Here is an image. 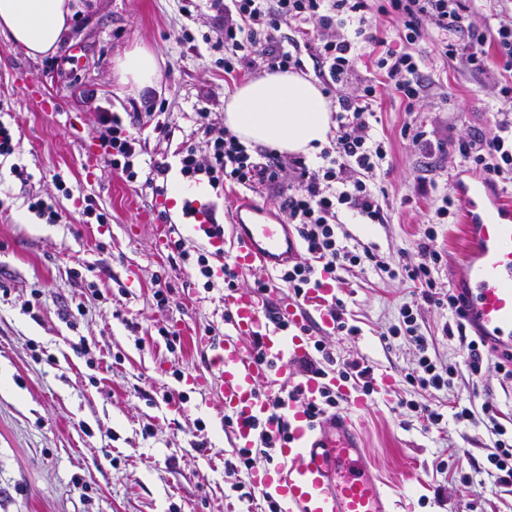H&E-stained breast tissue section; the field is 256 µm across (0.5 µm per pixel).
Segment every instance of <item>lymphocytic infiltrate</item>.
I'll return each instance as SVG.
<instances>
[{"instance_id":"f902f5d3","label":"lymphocytic infiltrate","mask_w":512,"mask_h":512,"mask_svg":"<svg viewBox=\"0 0 512 512\" xmlns=\"http://www.w3.org/2000/svg\"><path fill=\"white\" fill-rule=\"evenodd\" d=\"M224 17V73L242 71H290L312 65L333 93L332 109L337 123L323 163L310 168L303 158L285 157L268 149H250L227 128L217 127L208 113L196 115L201 141H186L180 151L183 176L205 177L216 190L230 183L249 191L271 192L288 217L306 256L279 270L274 277H255L254 290L289 288L294 296L314 287L319 275L376 263L368 248L348 245L336 232L338 214L351 211L374 224L384 221L377 190L365 179L378 161L387 156L385 143L372 132L371 118L381 90L398 94L407 111L423 108L430 88L422 77L412 51L423 37L434 36L438 55L459 61L472 71L497 73V87L504 100L491 134L471 133L458 138L456 149L467 168L497 180L512 171V12L500 10L495 24H477L469 0H209ZM370 59L378 75L359 78L357 65ZM98 121L104 129L101 144L114 169L129 183H137L135 161L140 141L115 113L103 112ZM433 227L422 228L418 247L430 264L401 266L400 274L422 287L427 302H435L432 263L442 255L435 246ZM167 248L172 259L193 265L205 280L206 289L234 288L239 274L225 268L216 281L210 256L222 249H190L178 229H171ZM405 332L419 352L418 365L404 381L423 391L450 388L453 368L433 361L426 337L418 335L410 306H403ZM315 356L299 362L305 376L335 375L361 383L364 394L373 385L370 367L356 361L337 360L322 341H315ZM458 419L483 425L493 440L486 475L497 485H512V420L489 403L481 408L461 406Z\"/></svg>"}]
</instances>
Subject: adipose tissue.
<instances>
[{
    "label": "adipose tissue",
    "mask_w": 512,
    "mask_h": 512,
    "mask_svg": "<svg viewBox=\"0 0 512 512\" xmlns=\"http://www.w3.org/2000/svg\"><path fill=\"white\" fill-rule=\"evenodd\" d=\"M76 0H0V35L28 56L56 52L69 31ZM119 86L140 92L162 78L158 59L133 46L115 60ZM224 123L243 142L279 152L316 156L328 142L330 103L309 79L292 72H267L230 94Z\"/></svg>",
    "instance_id": "1"
}]
</instances>
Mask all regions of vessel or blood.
Returning <instances> with one entry per match:
<instances>
[{
    "mask_svg": "<svg viewBox=\"0 0 512 512\" xmlns=\"http://www.w3.org/2000/svg\"><path fill=\"white\" fill-rule=\"evenodd\" d=\"M483 178L456 189L471 249L460 275L466 290L461 308L469 328L488 342L512 351V205L485 196ZM237 244L231 260L241 272L274 270L299 254L285 220L266 206L243 201L232 215ZM336 283L323 276L319 287L294 300L272 304L250 288L224 294L230 330L219 341L199 337L207 351L211 373L220 386L221 403L233 421L237 447L254 445L263 430L277 442V458L249 474L251 484L279 500L280 512H390L382 482L372 478L352 410L364 409V397L353 394L333 377H299L293 399L275 390L288 376V366L308 355L309 337L303 326L336 331L329 306ZM337 391L346 407L313 425L304 405L319 401L325 388ZM284 408L273 411V399Z\"/></svg>",
    "mask_w": 512,
    "mask_h": 512,
    "instance_id": "vessel-or-blood-1",
    "label": "vessel or blood"
}]
</instances>
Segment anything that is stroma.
Wrapping results in <instances>:
<instances>
[{"mask_svg":"<svg viewBox=\"0 0 512 512\" xmlns=\"http://www.w3.org/2000/svg\"><path fill=\"white\" fill-rule=\"evenodd\" d=\"M79 3L56 53L33 58L0 36V122L19 142L14 155L0 158V512H247L248 501L224 467L238 455L233 430L224 424L219 388L197 345L205 327L227 331L224 292L190 288L193 269L171 264L167 249L155 246L168 231L159 198L148 186H129L106 157L92 159L86 150L100 143L99 113L131 114L142 169L165 162L179 171L177 153L196 128L195 112L204 106L223 121L236 87L217 63L220 51L205 43L220 38L223 20L204 2L189 18L182 0ZM136 43L157 55L161 87L120 96L112 65ZM416 51L432 84L426 107L408 113L386 93L373 123L387 149L370 178L382 191L385 221L338 215L339 233L380 260L342 272L336 288L360 333L324 342L340 359L372 370L374 391L352 418L372 475L391 492L393 512H512V486L495 485L485 474L487 432L457 420L452 409L457 401L488 402L512 417V381L501 379L491 359L471 374L454 313L425 302L420 285L393 274L401 264L427 263L418 239L431 224L442 253L436 289H456L468 240L461 217L438 225L435 211L462 174L454 141L492 129L495 79L442 62L430 39ZM48 98L58 102L57 111L45 108ZM408 122L423 127L429 149L407 144L401 129ZM162 124L168 137L156 131ZM15 165L28 180L12 173ZM184 191L214 197L224 225L251 197L228 186L218 198L203 181H185ZM33 198L52 205L60 222L29 212ZM251 198L273 203L266 195ZM101 215L106 225H99ZM159 270L172 287L165 307L151 288ZM35 288L40 298L32 297ZM406 303L430 356L456 365L452 388L425 393L405 384L417 355L407 335L390 330ZM162 326L179 331V347L167 346ZM168 391L183 403H164ZM401 399L442 413L441 425L398 407ZM443 459L444 472L436 468Z\"/></svg>","mask_w":512,"mask_h":512,"instance_id":"1","label":"stroma"}]
</instances>
